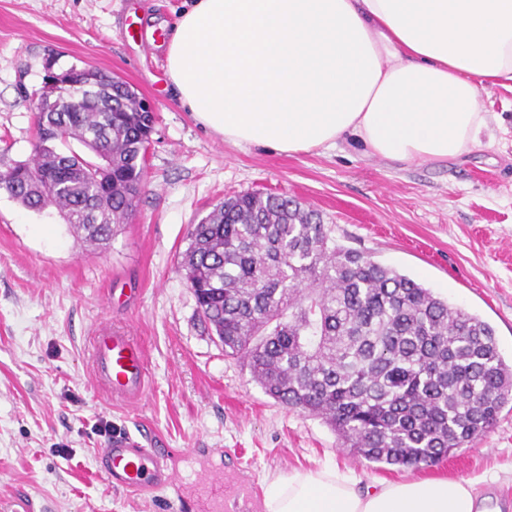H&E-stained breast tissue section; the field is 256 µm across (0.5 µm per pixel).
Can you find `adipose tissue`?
I'll use <instances>...</instances> for the list:
<instances>
[{
    "mask_svg": "<svg viewBox=\"0 0 512 512\" xmlns=\"http://www.w3.org/2000/svg\"><path fill=\"white\" fill-rule=\"evenodd\" d=\"M187 111L225 142L308 153L351 139L408 164L467 154L482 91L512 81V0H195L167 45ZM473 480L361 488L325 463L267 474L262 512H478Z\"/></svg>",
    "mask_w": 512,
    "mask_h": 512,
    "instance_id": "obj_1",
    "label": "adipose tissue"
}]
</instances>
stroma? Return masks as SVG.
I'll list each match as a JSON object with an SVG mask.
<instances>
[{
  "label": "stroma",
  "mask_w": 512,
  "mask_h": 512,
  "mask_svg": "<svg viewBox=\"0 0 512 512\" xmlns=\"http://www.w3.org/2000/svg\"><path fill=\"white\" fill-rule=\"evenodd\" d=\"M192 0H0V171L31 160V95L47 65L92 66L153 102L147 185L106 249L81 242L55 209L0 190V512H176L168 493L112 487L97 455L114 436L164 449L177 472L211 469L262 500L270 472L329 462L363 484L477 479L488 508L512 512V401L486 435L419 468L343 451L321 419L289 410L228 355L200 317L179 263L190 225L224 199L285 194L321 213L337 244L407 275L489 322L512 362V82L482 92L498 128L462 157L407 166L349 141L294 155L237 147L203 127L166 74V46ZM107 324L142 345L148 384L110 396L89 340Z\"/></svg>",
  "instance_id": "stroma-1"
}]
</instances>
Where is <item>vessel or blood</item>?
Listing matches in <instances>:
<instances>
[{
	"instance_id": "obj_1",
	"label": "vessel or blood",
	"mask_w": 512,
	"mask_h": 512,
	"mask_svg": "<svg viewBox=\"0 0 512 512\" xmlns=\"http://www.w3.org/2000/svg\"><path fill=\"white\" fill-rule=\"evenodd\" d=\"M90 359L96 378L112 396L132 399L147 386L146 358L137 341L121 333L95 332L91 338ZM100 468L112 486L130 492H155L188 486L191 512H246V502L227 495L224 475L198 471L191 483H184L173 470L166 452L147 448L128 437L112 440L98 454Z\"/></svg>"
}]
</instances>
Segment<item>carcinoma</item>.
Listing matches in <instances>:
<instances>
[{"instance_id": "1", "label": "carcinoma", "mask_w": 512, "mask_h": 512, "mask_svg": "<svg viewBox=\"0 0 512 512\" xmlns=\"http://www.w3.org/2000/svg\"><path fill=\"white\" fill-rule=\"evenodd\" d=\"M31 161L0 172L22 206L55 207L86 242L129 223L149 113L104 73L79 112L38 93ZM75 141L87 151L66 146ZM180 268L224 352L285 407L321 419L349 455L418 468L493 430L512 399L495 331L430 289L336 243L291 197L245 193L190 225Z\"/></svg>"}]
</instances>
